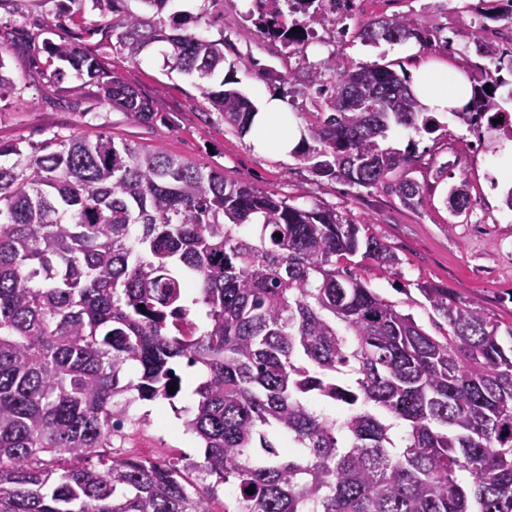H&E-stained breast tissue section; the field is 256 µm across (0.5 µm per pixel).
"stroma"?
Masks as SVG:
<instances>
[{"instance_id":"stroma-1","label":"stroma","mask_w":512,"mask_h":512,"mask_svg":"<svg viewBox=\"0 0 512 512\" xmlns=\"http://www.w3.org/2000/svg\"><path fill=\"white\" fill-rule=\"evenodd\" d=\"M479 0H354L356 19L405 17L439 28L438 41L420 46L419 56L447 61L462 73L473 70L475 58L468 47L483 35L474 12ZM244 0H224V17L201 26L200 35L219 39L227 35L226 78L236 80L249 98L274 93L265 80L275 70L293 84L307 86L321 76L320 63L333 60V75L360 65H390L411 73L415 59L401 45L384 41L365 43L352 34H339L338 24L327 22L314 33L315 46L282 47L267 39L247 21ZM61 24L66 34L86 52L108 53L113 71L153 103L155 114L145 123L124 113L98 106L86 97L74 102L65 86L49 79L41 51L49 23ZM452 46H445V39ZM0 41L7 43L6 60L13 92L0 100V142L37 147L56 135L79 132L93 137L104 133L115 142L164 151L201 166L223 171L224 178L288 197L303 207L324 205L363 224L395 252L396 268L363 261L355 272L382 297L412 313L431 335H439L436 314L419 293L432 284L475 303L488 320L512 325V210L503 203L502 172L512 157L500 149L482 148L478 134L455 117L442 118L440 128L428 134L393 127L389 146L405 149L414 143L417 160L411 172L422 188L416 207L404 206L390 189L378 185L352 188L334 179L313 176L297 157L281 159L257 152L248 137L239 135L217 113L208 109L197 78L164 67L167 44L130 60L112 50V33L105 17L90 7L52 17L43 0H0ZM418 56V57H419ZM444 177H437L439 167ZM467 181L470 210L451 213L445 203L448 189ZM183 391L174 402L137 401L127 413L124 435L116 440L113 455L146 456L155 460H203L199 442L183 427L184 409L192 401L197 380L193 369L177 366Z\"/></svg>"}]
</instances>
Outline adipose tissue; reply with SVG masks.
I'll list each match as a JSON object with an SVG mask.
<instances>
[{
  "mask_svg": "<svg viewBox=\"0 0 512 512\" xmlns=\"http://www.w3.org/2000/svg\"><path fill=\"white\" fill-rule=\"evenodd\" d=\"M411 87L425 112L440 117L465 107L471 87L464 74L448 65L422 61L413 71ZM281 100L264 97L256 108L249 139L258 151L290 155L300 142L297 123H285Z\"/></svg>",
  "mask_w": 512,
  "mask_h": 512,
  "instance_id": "obj_1",
  "label": "adipose tissue"
}]
</instances>
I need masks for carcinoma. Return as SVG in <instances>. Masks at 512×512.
<instances>
[{"mask_svg": "<svg viewBox=\"0 0 512 512\" xmlns=\"http://www.w3.org/2000/svg\"><path fill=\"white\" fill-rule=\"evenodd\" d=\"M127 2L90 0L119 50L137 60L169 44L165 67L207 81L212 110L249 133L251 102L219 78L224 40L193 32L218 0L196 13L171 9L174 0H136L142 12ZM493 2L485 18L512 19V0ZM356 30L368 42L432 36L401 18ZM48 33L56 82L75 79L101 106L153 118L99 56ZM474 53L494 68L480 70L453 116L512 138L487 123L504 112L495 91L512 57L486 40ZM299 93L324 104L298 152L313 174L386 182L403 205L420 202L415 147L385 145L394 125L439 128L407 76L362 65ZM54 145L0 142V512H212L217 485L193 479L190 465L84 464L123 435L116 397H178L181 359L204 371L184 428L204 448L202 470L233 487L224 512H512V344L480 308L420 287L448 325L433 336L342 263L358 254L391 269L397 258L336 209L300 208L106 135ZM446 204L469 208L466 182ZM245 226L256 234L243 236Z\"/></svg>", "mask_w": 512, "mask_h": 512, "instance_id": "obj_1", "label": "carcinoma"}]
</instances>
